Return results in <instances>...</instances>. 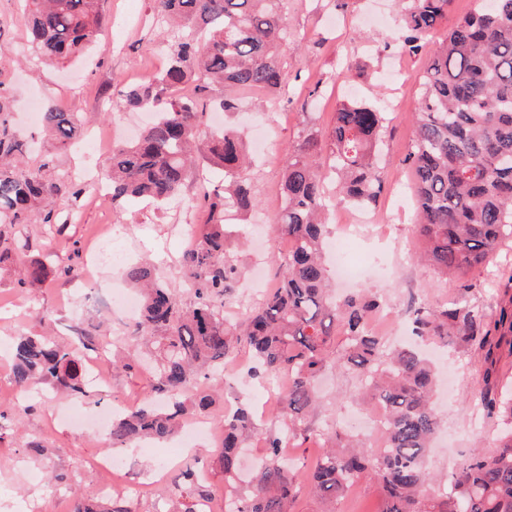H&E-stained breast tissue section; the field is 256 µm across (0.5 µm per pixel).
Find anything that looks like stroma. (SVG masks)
<instances>
[{"instance_id": "35a3bbf8", "label": "stroma", "mask_w": 512, "mask_h": 512, "mask_svg": "<svg viewBox=\"0 0 512 512\" xmlns=\"http://www.w3.org/2000/svg\"><path fill=\"white\" fill-rule=\"evenodd\" d=\"M102 11L104 26L96 42L80 58L52 64L41 60L28 41L21 0H0V84L9 98L13 132L33 145L25 154L29 168H36L40 155L53 144L40 123L24 111L25 102L39 101L75 113L85 139L96 137L104 145L113 138L121 142L135 137L145 124L143 110L131 108L125 113L122 131L110 135L112 116L106 104L113 93L140 81L143 74L164 68L170 36L156 24L149 0H104ZM283 22L277 58L288 72L299 75L291 83L288 100L272 93L241 94L230 122L246 128L252 144L281 153L301 143L310 131L325 133L344 100L380 108L388 100H398L400 111L390 115L383 133V191L374 206L380 219L360 225L354 251L378 259L377 269L368 272L359 285L396 308L403 318L400 334L409 336L407 320L414 308L436 307L458 294L457 281L439 279L431 266L418 259L424 244L417 229L406 155L415 137L426 57L401 54L393 48L392 36L400 26L397 0H336L332 11L324 9L320 0H288ZM103 164L100 158L86 163L82 153L72 148L60 152L56 177L75 182L81 190L78 198L57 203L69 218L65 235L46 236L39 224L16 226L15 234L28 238L31 247L0 265V411L12 418L0 434V512H62L72 500L70 482L91 491L98 478L87 472L86 462L108 452L109 446L101 437L76 433L67 421H53V413L68 406L92 412L125 396L141 398L154 382L149 370L123 366L128 351L137 347L132 327L114 325L102 308L113 288L124 284L123 268L106 265L87 270L89 250L106 242L113 255L149 263L176 283L183 304L192 300L179 266L184 249L181 227L203 224L205 214L188 207L186 201L165 207L134 202L119 208L100 200L93 189L101 182ZM245 176L258 190L260 205L232 226L226 251L246 276L253 260H261L265 269L273 267L274 239L266 234L252 243L243 229L275 222L281 208L282 173L278 162L258 156ZM44 259L54 266L77 265L78 279L51 277L36 287L19 288L17 269ZM511 271L512 243L508 242L488 264L470 272V279L481 285L471 295V303L490 314L511 303L512 287H507L504 278ZM91 290L101 299L100 307L85 306L84 295ZM77 319L91 333L112 339L111 392L103 395L90 387L85 394L68 395L42 385L32 410L22 411L12 402L17 392L11 379L15 336L24 333L68 342L73 338L70 326ZM440 361L452 382L448 391H437L434 397L440 427L429 467L449 479L473 450L487 456L497 451L496 420L476 406L475 397L486 380L500 386L512 383V345L500 342L490 363L485 362L483 352L451 345L443 349ZM257 384L245 371L234 381L219 382L208 415L216 418L225 409L247 405L256 415L258 428L249 446L260 451L266 434L278 423L261 416L258 399L248 396V388ZM364 390V381L355 374L326 367L318 380V403L306 419L311 438L303 447L285 449V457L308 461L325 438L337 433L366 438L370 448H378V435L364 430L352 417L353 412L369 414L376 409ZM34 443L42 445L41 453L31 451ZM177 443L174 437L158 442L156 452L134 459L131 472H114L116 484L133 481L143 495L142 501L131 502L132 512H171L178 492L171 482L158 481L157 473L167 464L168 448ZM58 474L67 475L69 484L56 483Z\"/></svg>"}]
</instances>
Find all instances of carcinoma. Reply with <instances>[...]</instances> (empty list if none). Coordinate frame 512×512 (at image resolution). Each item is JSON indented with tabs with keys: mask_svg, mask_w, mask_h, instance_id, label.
<instances>
[{
	"mask_svg": "<svg viewBox=\"0 0 512 512\" xmlns=\"http://www.w3.org/2000/svg\"><path fill=\"white\" fill-rule=\"evenodd\" d=\"M282 0H150L159 25L172 33L166 66L155 76L127 86L112 97L109 111L154 106L160 115L130 144L112 145L104 176L112 204L149 200L164 205L183 197L197 157L224 171L223 190L199 185L193 206L207 212L201 241L185 250L181 270L191 282L193 302L183 306L176 288L147 265H131L127 279L146 288L135 331L157 344L153 395L112 422V446L122 448L148 437L174 434L186 410L184 398L201 411L212 395L196 388L213 376L239 349L250 350L258 369L269 376L288 374L280 398L278 432L265 438V456L251 480H238L242 449L256 433L244 407L224 415V436L217 462L224 472V512H293L302 492L324 504L342 497L364 477L383 491L381 512H512V394L486 386L478 401L500 425L498 451L474 452L448 486L428 471L426 457L439 421L431 403L436 373L413 348L383 350L368 330L375 296L352 294L338 303L329 296V273L322 257L326 208L323 183L336 177V203L369 206L377 202L382 179L377 165L386 114L351 101L336 112L328 132L329 164L314 150L318 136L284 151L283 204L273 230L294 239V247L276 260L279 286L271 289L238 325L224 318V297L240 280L224 246V216L230 207H257L255 189L241 174L248 164L243 133L226 126L209 133L199 151L206 92L224 89L272 93L288 87L277 48L283 39ZM29 42L44 58L62 63L83 53L98 35L102 0H23ZM451 0H405L397 45L416 55L423 38L448 17ZM190 83L196 90L180 94ZM8 97L0 92V264L29 248V241L6 235L4 228L41 221L56 231L59 198L76 197V185L54 177L58 152L78 140L75 115L53 106L42 125L56 152L29 170L20 160L22 144L9 127ZM413 193L420 217L425 257L442 276H466L485 264L499 246L512 240V0H475L473 10L448 30L425 65L418 131L408 154ZM50 269L34 263L19 273L21 287H34ZM461 297L438 307H419L412 315L414 335L446 344L455 342L485 352L493 360L490 336L512 335V309L498 318L467 300L476 284L465 280ZM344 345L335 347L336 335ZM333 363L354 370L366 392L383 411L378 452H366L362 440L324 446L304 465L306 485L291 475L282 449L308 440L305 417L317 402L316 380ZM13 380L22 391L44 382L66 393L85 392L81 357L73 346L42 336H19L14 344ZM198 462L188 463L175 482L184 499L179 512H195L209 496L199 479ZM73 512H129L119 499L104 504L77 495Z\"/></svg>",
	"mask_w": 512,
	"mask_h": 512,
	"instance_id": "obj_1",
	"label": "carcinoma"
}]
</instances>
